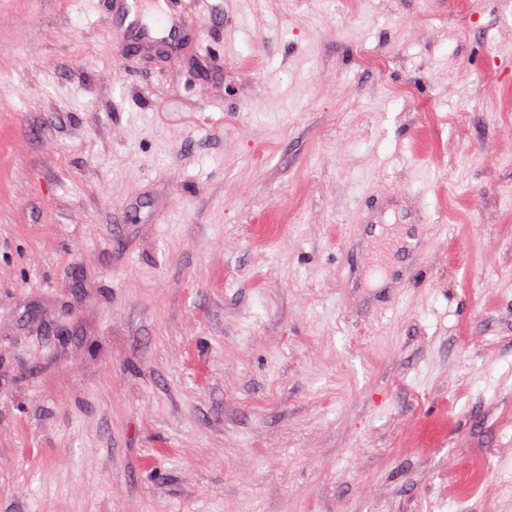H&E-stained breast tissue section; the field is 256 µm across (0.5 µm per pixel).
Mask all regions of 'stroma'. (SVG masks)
<instances>
[{"label":"stroma","mask_w":512,"mask_h":512,"mask_svg":"<svg viewBox=\"0 0 512 512\" xmlns=\"http://www.w3.org/2000/svg\"><path fill=\"white\" fill-rule=\"evenodd\" d=\"M174 2L0 0V512H512V0ZM112 21L119 18L120 31L127 45L134 48L143 41H155L167 45L175 44L181 37L183 21L165 1L164 9L160 0H115ZM148 18L153 22L149 23Z\"/></svg>","instance_id":"obj_1"}]
</instances>
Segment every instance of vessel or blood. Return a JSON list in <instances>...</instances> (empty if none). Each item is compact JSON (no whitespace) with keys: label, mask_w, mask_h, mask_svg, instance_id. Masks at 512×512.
Masks as SVG:
<instances>
[{"label":"vessel or blood","mask_w":512,"mask_h":512,"mask_svg":"<svg viewBox=\"0 0 512 512\" xmlns=\"http://www.w3.org/2000/svg\"><path fill=\"white\" fill-rule=\"evenodd\" d=\"M114 15L131 47L143 41L172 45L183 30L182 20L173 9L163 8L160 0H116Z\"/></svg>","instance_id":"obj_1"}]
</instances>
